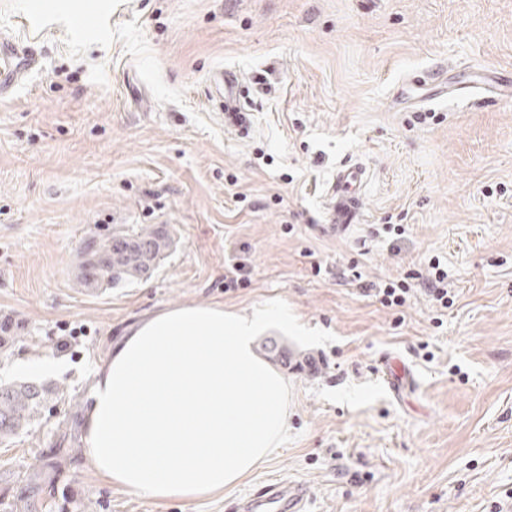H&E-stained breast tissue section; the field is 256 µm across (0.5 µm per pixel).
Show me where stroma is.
<instances>
[{
  "mask_svg": "<svg viewBox=\"0 0 512 512\" xmlns=\"http://www.w3.org/2000/svg\"><path fill=\"white\" fill-rule=\"evenodd\" d=\"M86 7L94 24L75 28ZM27 9L0 0V32L42 60L0 99V318L16 337L0 384L64 395L0 447V492L133 325L272 302L288 324L255 345L284 351L278 453L224 494L164 502L82 458L93 512H235L283 477L309 486L307 512H512V103L441 94L512 77V0H47L33 24ZM221 68L243 81L244 131L210 99ZM349 163L368 173L366 220L338 234L324 203ZM116 224L169 225L178 245L147 278L79 284L78 251ZM433 260L447 309L422 288ZM350 265L405 281V305L363 296ZM64 325L80 331L66 351ZM388 357L413 375L395 394L376 375ZM52 359L67 373L24 369Z\"/></svg>",
  "mask_w": 512,
  "mask_h": 512,
  "instance_id": "35a3bbf8",
  "label": "stroma"
}]
</instances>
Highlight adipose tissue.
Listing matches in <instances>:
<instances>
[{"label":"adipose tissue","instance_id":"obj_1","mask_svg":"<svg viewBox=\"0 0 512 512\" xmlns=\"http://www.w3.org/2000/svg\"><path fill=\"white\" fill-rule=\"evenodd\" d=\"M288 312L187 304L135 326L95 370L82 444L96 475L163 502L234 487L278 451L288 380L255 351Z\"/></svg>","mask_w":512,"mask_h":512}]
</instances>
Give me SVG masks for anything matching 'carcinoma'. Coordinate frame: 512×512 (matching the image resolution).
Listing matches in <instances>:
<instances>
[{
  "label": "carcinoma",
  "mask_w": 512,
  "mask_h": 512,
  "mask_svg": "<svg viewBox=\"0 0 512 512\" xmlns=\"http://www.w3.org/2000/svg\"><path fill=\"white\" fill-rule=\"evenodd\" d=\"M171 244L162 224L115 228L95 244L100 256L94 268L99 283L138 279L153 269ZM49 389L34 382L0 386V445H8L41 418ZM71 417L54 427L56 447L42 452L37 463L16 475L14 494L0 498V512H90L91 502L69 486L60 487L66 471L77 462L80 449L62 444L76 440L74 418L80 401L69 397Z\"/></svg>",
  "instance_id": "obj_1"
}]
</instances>
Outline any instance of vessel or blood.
<instances>
[{
  "label": "vessel or blood",
  "mask_w": 512,
  "mask_h": 512,
  "mask_svg": "<svg viewBox=\"0 0 512 512\" xmlns=\"http://www.w3.org/2000/svg\"><path fill=\"white\" fill-rule=\"evenodd\" d=\"M39 60L30 47L0 39V97L10 95L22 77L35 69ZM213 100L224 114L225 126L242 130L250 123L242 101V88L231 71L213 76ZM366 170L359 165L337 169L326 204L327 220L334 231H346L363 219V192ZM307 486L299 481L278 479L261 487L241 503L238 512H306Z\"/></svg>",
  "instance_id": "b4317fda"
}]
</instances>
